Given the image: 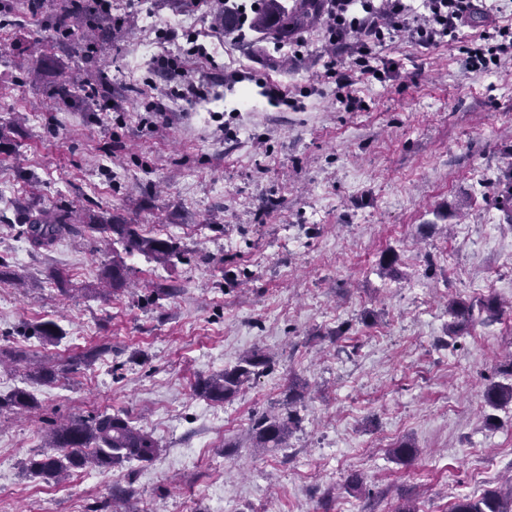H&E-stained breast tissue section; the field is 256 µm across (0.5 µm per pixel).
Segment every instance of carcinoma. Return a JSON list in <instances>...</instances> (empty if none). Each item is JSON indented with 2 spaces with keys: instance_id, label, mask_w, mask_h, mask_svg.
Returning <instances> with one entry per match:
<instances>
[{
  "instance_id": "carcinoma-1",
  "label": "carcinoma",
  "mask_w": 512,
  "mask_h": 512,
  "mask_svg": "<svg viewBox=\"0 0 512 512\" xmlns=\"http://www.w3.org/2000/svg\"><path fill=\"white\" fill-rule=\"evenodd\" d=\"M260 7L247 13L237 0H224V33L247 37L253 32L278 45L291 42L295 32L315 24L322 13V0H293L288 6L283 0H258ZM56 97L64 106L79 103L81 95L67 82L56 89ZM23 234L33 245L47 247L59 237L76 231L71 210L56 207L40 210L26 215ZM83 231L97 233L120 244L127 253H140L160 263L179 259L184 248L176 239L157 238L142 235L136 224H118L110 218L92 214L89 223L83 225ZM129 268L117 258H112V266L105 272V279L117 291L125 287ZM485 314L490 321L502 314L497 300L489 297L476 302L452 299L448 302V314L452 323L448 333L452 336L474 320V313ZM106 352L99 346L68 359L66 369L75 370L86 365ZM269 369L266 356L256 350L243 357L239 364L230 370L214 375L198 386L203 396L213 401H224L233 396L239 387L253 376ZM485 402L493 407L512 404V384H493L484 392ZM8 404L20 410L34 407L33 395L25 389L15 390L8 399L0 398V407ZM292 424V413L286 416H260L253 425L254 447L277 448L287 439ZM49 447L56 450L54 455H42L40 459L30 461L33 474L56 479L74 468L94 464L101 468H110L124 462H149L160 452V444L152 434L143 428L131 424L120 412L100 411L86 419H76L65 424L54 420L47 423L46 429ZM452 512H512V487L507 495L497 491H488L478 499L461 498Z\"/></svg>"
}]
</instances>
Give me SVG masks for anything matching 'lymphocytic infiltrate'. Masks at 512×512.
I'll list each match as a JSON object with an SVG mask.
<instances>
[{
    "label": "lymphocytic infiltrate",
    "instance_id": "1",
    "mask_svg": "<svg viewBox=\"0 0 512 512\" xmlns=\"http://www.w3.org/2000/svg\"><path fill=\"white\" fill-rule=\"evenodd\" d=\"M326 28L331 44L350 45L354 63L372 68L377 48L395 34L407 33L422 47L452 43L473 14L475 0H422L411 9L405 0H324ZM512 50V27L484 31L476 45L464 46L466 71L479 76L490 71L500 55Z\"/></svg>",
    "mask_w": 512,
    "mask_h": 512
}]
</instances>
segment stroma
I'll return each instance as SVG.
<instances>
[{
  "mask_svg": "<svg viewBox=\"0 0 512 512\" xmlns=\"http://www.w3.org/2000/svg\"><path fill=\"white\" fill-rule=\"evenodd\" d=\"M59 4L0 25V126L14 130L0 143V396L22 388L36 402L0 407V512H449L512 476V405L483 399L507 383L512 352V220L492 201L512 179V53L474 78L460 49L512 24V0H485L457 45L387 41L377 56L398 72L384 81L321 26L278 48L225 34L206 0H112L124 29L96 41L78 25L61 41ZM163 27L224 52L193 55ZM162 55L203 95H176ZM64 80L106 97L60 106ZM93 203L179 240L183 259L122 253L130 279L115 291L97 236L26 244L25 212ZM389 248L396 279L379 266ZM483 295L500 321L449 336V299ZM46 323L58 339L29 335ZM96 345L108 353L65 370ZM255 349L266 373L222 402L195 392ZM45 368L55 381L34 380ZM103 409L152 433L160 454L60 482L28 471L46 418ZM289 410L286 442L255 448L254 418ZM401 441L413 458L391 455Z\"/></svg>",
  "mask_w": 512,
  "mask_h": 512,
  "instance_id": "35a3bbf8",
  "label": "stroma"
}]
</instances>
